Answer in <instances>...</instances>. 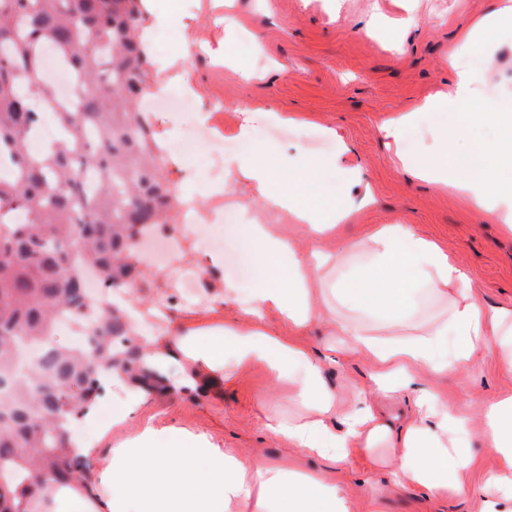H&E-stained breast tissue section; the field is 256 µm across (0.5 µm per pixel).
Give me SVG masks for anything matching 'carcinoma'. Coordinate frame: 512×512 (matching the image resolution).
I'll use <instances>...</instances> for the list:
<instances>
[{"mask_svg":"<svg viewBox=\"0 0 512 512\" xmlns=\"http://www.w3.org/2000/svg\"><path fill=\"white\" fill-rule=\"evenodd\" d=\"M142 0H0V368L22 346L41 351L29 380L0 403V512H48L69 489L95 497L89 452L69 433L104 397L102 373L150 395L169 388L165 337L129 339L121 305L88 303L84 269L106 288L143 280L140 239L172 220L170 159L136 109L150 94ZM52 50L78 74L74 106L56 116L63 141L34 152V99L55 100L42 72ZM91 169L94 181L81 178ZM93 327L61 346L58 316Z\"/></svg>","mask_w":512,"mask_h":512,"instance_id":"obj_1","label":"carcinoma"}]
</instances>
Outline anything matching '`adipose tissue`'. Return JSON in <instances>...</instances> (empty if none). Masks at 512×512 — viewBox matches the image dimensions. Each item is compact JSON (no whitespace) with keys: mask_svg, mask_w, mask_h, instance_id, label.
I'll return each mask as SVG.
<instances>
[{"mask_svg":"<svg viewBox=\"0 0 512 512\" xmlns=\"http://www.w3.org/2000/svg\"><path fill=\"white\" fill-rule=\"evenodd\" d=\"M480 72L456 70L455 94L401 112L384 125L394 143L393 162L414 178L464 197L512 233V113L469 115L436 138L422 159L411 160L408 129L423 124L429 110L448 109L477 96ZM494 120L499 136L476 138L475 128ZM469 143L466 157L450 150ZM253 144L235 157L265 209L303 225L306 242L288 239L280 225L256 221L244 234L255 247L258 274L240 316L225 327L180 337L172 359L195 373L204 387L219 386L220 373L264 366L296 416L266 411L263 426L300 454L333 460L371 457L386 449L384 464L404 488L436 497L464 495L462 477L474 464L470 417L420 388L423 374L476 378L480 352L499 355L512 375V309L489 308L455 257L410 224H374L353 239L336 240V226L355 208L346 195L319 182L316 161L299 156L279 177L256 155ZM326 323L341 336L345 353H359L372 366L369 386L382 397L414 393V410L398 420L370 403L343 406L326 383L324 356L301 340L313 324ZM484 447L499 459L497 470L476 489L477 512H507L512 506V397L481 405ZM102 512H353L336 480L274 460L242 457L214 446L206 436L144 422L100 472Z\"/></svg>","mask_w":512,"mask_h":512,"instance_id":"adipose-tissue-1","label":"adipose tissue"}]
</instances>
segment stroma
<instances>
[{
	"label": "stroma",
	"mask_w": 512,
	"mask_h": 512,
	"mask_svg": "<svg viewBox=\"0 0 512 512\" xmlns=\"http://www.w3.org/2000/svg\"><path fill=\"white\" fill-rule=\"evenodd\" d=\"M500 4L501 0H237V24L232 27L219 0H145L155 69L152 84L160 96L182 92V72L191 68L196 108L190 121L216 125L241 152L247 145L237 134L240 109L270 108L294 118L293 139L286 141L276 134L266 138V162L303 153L325 164L326 187L349 193L356 201L368 190L376 198L374 205L356 210L339 225V239L358 236L372 224L416 225L448 246L478 284L484 305L512 308V235L465 200L395 168L390 161L392 148L380 131L397 113L433 97L453 96L455 64L475 57L462 45V32ZM186 30L207 42L208 58L191 62L174 58ZM228 51L242 61L243 70L254 72L253 80L225 66ZM476 57L485 78L481 96L458 103L453 111L431 114L426 123L409 131L410 147L431 144L469 113L483 111L485 98H495L500 108L512 109V87L507 84L512 74V35L491 38ZM326 127L336 129L338 139L324 140ZM343 141L351 147L345 155L339 152ZM341 166L360 167L362 182L340 181L337 169ZM224 168V160L201 147L179 161L173 178L195 211H209L220 197L225 204L259 214L262 205L244 176L217 179V172ZM223 226L225 239L233 243L220 257L221 264L232 267L226 279L249 291L256 272L254 249L246 242L242 225ZM235 314V302L221 300L212 287L194 299L175 324L182 333L204 331L223 325ZM477 367L478 378L473 382L430 374L419 380L420 386L445 395L450 408L469 414L475 462L466 481L474 487L483 485L497 468L498 458L480 444L483 422L470 401L491 403L512 394V377L499 371L493 354L479 356ZM369 373L368 361L355 355L328 367L326 375L349 405L360 397ZM106 401L130 407L124 426L101 434L93 411L80 417L72 431L73 436L90 441L98 469L105 465L107 452L148 419L160 428L174 425L206 435L218 447L242 456L276 459L287 454L285 440L260 428L264 412L287 407L261 368L227 375L220 394L193 398L172 392L139 399L129 388L112 384ZM291 456L298 467L335 478L359 508L374 498L383 512L476 509L468 496L444 500L396 487L387 467H372L358 458L340 468L320 457Z\"/></svg>",
	"instance_id": "1"
}]
</instances>
